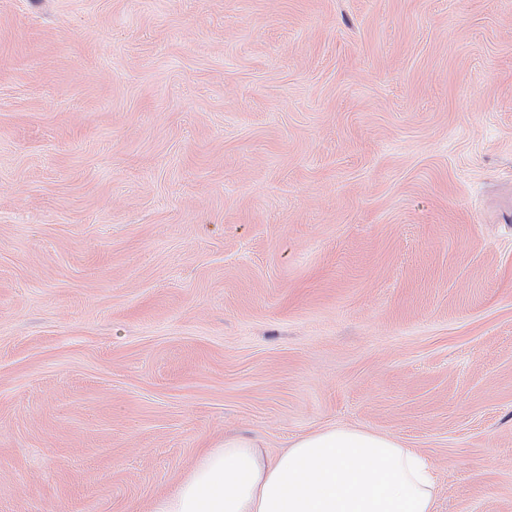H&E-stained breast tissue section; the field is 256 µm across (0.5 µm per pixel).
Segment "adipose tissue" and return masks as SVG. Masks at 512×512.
Segmentation results:
<instances>
[{
  "mask_svg": "<svg viewBox=\"0 0 512 512\" xmlns=\"http://www.w3.org/2000/svg\"><path fill=\"white\" fill-rule=\"evenodd\" d=\"M436 468L404 439L329 426L270 456L230 437L204 449L152 512H435Z\"/></svg>",
  "mask_w": 512,
  "mask_h": 512,
  "instance_id": "adipose-tissue-1",
  "label": "adipose tissue"
}]
</instances>
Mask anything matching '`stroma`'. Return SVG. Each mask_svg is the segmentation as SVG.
<instances>
[{
	"label": "stroma",
	"mask_w": 512,
	"mask_h": 512,
	"mask_svg": "<svg viewBox=\"0 0 512 512\" xmlns=\"http://www.w3.org/2000/svg\"><path fill=\"white\" fill-rule=\"evenodd\" d=\"M332 425L512 512V0H0V512Z\"/></svg>",
	"instance_id": "1"
}]
</instances>
